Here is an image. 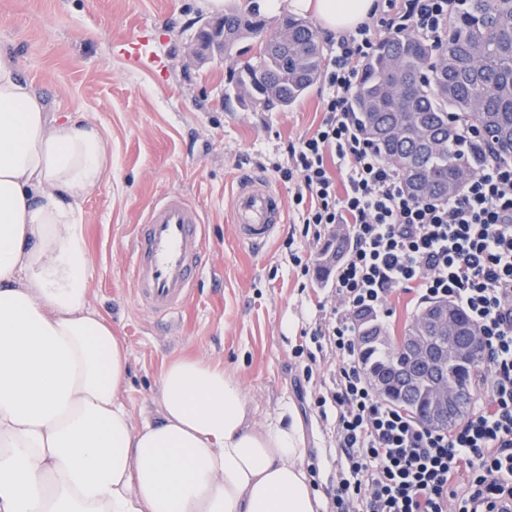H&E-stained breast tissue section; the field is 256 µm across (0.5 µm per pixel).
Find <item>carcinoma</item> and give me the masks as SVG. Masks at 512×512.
Returning a JSON list of instances; mask_svg holds the SVG:
<instances>
[{
	"instance_id": "1",
	"label": "carcinoma",
	"mask_w": 512,
	"mask_h": 512,
	"mask_svg": "<svg viewBox=\"0 0 512 512\" xmlns=\"http://www.w3.org/2000/svg\"><path fill=\"white\" fill-rule=\"evenodd\" d=\"M219 22L238 99L278 111L299 101L318 78L322 50L310 21L285 15L273 26L259 0H244L225 10ZM247 38L258 39L256 66L235 63L236 47ZM353 106L365 135L419 199L456 194L471 175L475 160L460 151L459 131L449 121L452 112L467 114L485 133L478 157L511 159L512 0H464L436 44L411 35L383 39L364 67ZM407 336H430L448 355L441 375L463 390L452 416L436 425L450 431L468 411L470 375L483 361L479 333L460 308L444 301L425 306L398 341L380 325L359 321L368 379H382L383 399L429 424L434 400L426 380L434 378L433 368L412 358ZM409 371L422 378L419 386L406 387L403 375Z\"/></svg>"
}]
</instances>
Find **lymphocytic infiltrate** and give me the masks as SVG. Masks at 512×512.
Masks as SVG:
<instances>
[{
	"instance_id": "lymphocytic-infiltrate-1",
	"label": "lymphocytic infiltrate",
	"mask_w": 512,
	"mask_h": 512,
	"mask_svg": "<svg viewBox=\"0 0 512 512\" xmlns=\"http://www.w3.org/2000/svg\"><path fill=\"white\" fill-rule=\"evenodd\" d=\"M463 0H375L374 18L336 42L316 131L274 164L294 184L302 235L329 245L347 227L331 293L318 304L295 357L304 379L329 365L313 405L340 453L324 486L326 512H502L512 505V161L482 163L460 193L419 200L362 133L351 98L381 34L437 43ZM399 289L462 309L483 340L487 394L448 432L385 401L369 383L357 342L362 316L384 312ZM467 470L463 491L454 476Z\"/></svg>"
}]
</instances>
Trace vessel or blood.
<instances>
[{
  "label": "vessel or blood",
  "instance_id": "vessel-or-blood-1",
  "mask_svg": "<svg viewBox=\"0 0 512 512\" xmlns=\"http://www.w3.org/2000/svg\"><path fill=\"white\" fill-rule=\"evenodd\" d=\"M232 218L243 242L262 246L286 221L283 198L264 176L242 178L233 194ZM205 251L201 218L184 195L171 193L153 204L136 237L138 302L159 316L180 310L195 290Z\"/></svg>",
  "mask_w": 512,
  "mask_h": 512
}]
</instances>
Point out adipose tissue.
Listing matches in <instances>:
<instances>
[{
	"instance_id": "obj_1",
	"label": "adipose tissue",
	"mask_w": 512,
	"mask_h": 512,
	"mask_svg": "<svg viewBox=\"0 0 512 512\" xmlns=\"http://www.w3.org/2000/svg\"><path fill=\"white\" fill-rule=\"evenodd\" d=\"M374 0H265L353 29ZM103 134L50 116L0 48V512H321L291 406L254 423L223 366L164 364L161 416L134 427L128 350L88 307L82 201Z\"/></svg>"
}]
</instances>
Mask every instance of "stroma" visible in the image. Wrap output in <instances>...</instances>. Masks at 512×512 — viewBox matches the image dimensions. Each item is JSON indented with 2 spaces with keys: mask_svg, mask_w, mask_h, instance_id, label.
Returning a JSON list of instances; mask_svg holds the SVG:
<instances>
[{
  "mask_svg": "<svg viewBox=\"0 0 512 512\" xmlns=\"http://www.w3.org/2000/svg\"><path fill=\"white\" fill-rule=\"evenodd\" d=\"M209 18L204 0H0V48L14 54L51 114L82 113L107 140L111 165L81 204L87 288L90 309L111 321L128 348L123 400L134 427L159 417L163 365L193 354L240 382L254 421L285 403L296 408L322 484L331 470L328 437L293 351L317 302L333 305L332 276L322 253L299 235L293 184L271 166L286 163L288 146L316 130L328 88L316 82L281 112L237 100L227 64L186 60ZM144 30L158 64L133 63L116 49ZM258 171L288 213L260 251L229 220L237 179ZM173 192L198 210L206 254L193 297L167 319L138 303L132 251L148 208Z\"/></svg>",
  "mask_w": 512,
  "mask_h": 512,
  "instance_id": "obj_1",
  "label": "stroma"
}]
</instances>
